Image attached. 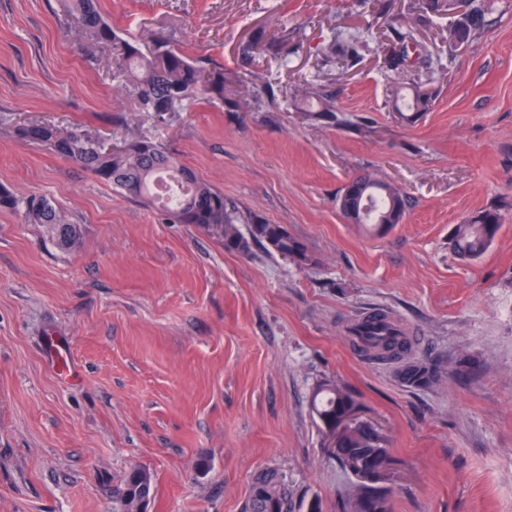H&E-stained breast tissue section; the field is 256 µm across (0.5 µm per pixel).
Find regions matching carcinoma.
I'll return each instance as SVG.
<instances>
[{"mask_svg":"<svg viewBox=\"0 0 512 512\" xmlns=\"http://www.w3.org/2000/svg\"><path fill=\"white\" fill-rule=\"evenodd\" d=\"M493 9L491 0H468V10L462 20L448 25V45L459 35L469 40L483 26L486 13ZM69 11L74 19L75 32L89 47L110 44L115 50L113 68L123 78L125 87L137 94L141 112H152L157 123H166L170 112H185L200 97L210 101H224L226 91L224 72L198 65L180 49L159 38L153 47L143 50L133 38L119 35L104 21L94 0H71ZM413 42V35H400L397 44L401 52H392L386 58L390 70H409L404 52ZM305 105L316 106L328 118L335 117L331 97L319 95L308 98ZM24 139L44 144L56 154L75 162L99 180L136 199L150 202L162 199L160 189L170 185L179 191L175 203H162L166 220L174 224H194L224 242V248L236 250V245L250 247L258 242L271 252L300 267L315 266L318 260L305 244L292 236L282 224H270L259 219H246L236 206L224 198V193L200 180L196 174L160 144L150 138L131 141L109 151L97 147L92 139L82 140L72 134H63L51 125H32L19 129ZM352 187L370 196L368 218L374 222L387 215L399 224L404 217V198L395 185L366 171L352 178ZM0 208L18 210L29 224H40L61 247L74 245L77 229L66 222L65 216L51 200L31 193L18 196L0 186ZM501 223L495 209L480 211L471 221L457 224L452 233L454 252L462 257L476 259L491 244ZM248 225V234L239 225ZM354 344L375 359L399 360L412 366V373L401 379L409 387H430L438 381V373L430 363L405 358L410 350L409 336L403 329L382 314L375 315L352 327ZM360 407L358 398L346 387L325 382L317 389L312 409L323 426H330L336 416ZM336 460L354 478L344 499V512H393L391 495H380L362 481L363 470L379 463L391 465L381 444L362 429L348 430ZM153 495L150 471L135 467L128 473L120 500L121 512H148ZM248 512H290L288 486L274 471L260 473L252 483Z\"/></svg>","mask_w":512,"mask_h":512,"instance_id":"cac0c4a2","label":"carcinoma"}]
</instances>
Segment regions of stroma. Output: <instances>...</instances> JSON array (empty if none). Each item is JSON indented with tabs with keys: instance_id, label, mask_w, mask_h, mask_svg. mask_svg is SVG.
I'll return each mask as SVG.
<instances>
[{
	"instance_id": "1",
	"label": "stroma",
	"mask_w": 512,
	"mask_h": 512,
	"mask_svg": "<svg viewBox=\"0 0 512 512\" xmlns=\"http://www.w3.org/2000/svg\"><path fill=\"white\" fill-rule=\"evenodd\" d=\"M447 2L95 0L117 32L167 38L227 77L234 103L201 100L159 126L113 79L111 46L83 50L64 0H0V185L47 196L79 229L63 249L0 209V512H118L136 466L154 478L148 512H248L266 470L291 512H341L352 477L310 407L326 380L383 434L394 512H512V0L461 47ZM407 30L439 64L386 75ZM417 91L427 107L406 118L394 101ZM314 92L338 120L305 111ZM36 123L107 147L155 139L319 263L166 223L16 137ZM364 170L407 200L383 233L340 212ZM488 208L492 243L457 258L455 225ZM381 311L436 385H403L396 362L353 347L351 326ZM50 336L68 340L80 382L49 368Z\"/></svg>"
}]
</instances>
